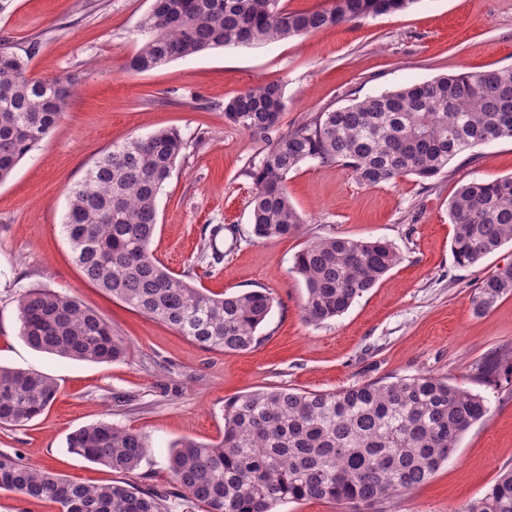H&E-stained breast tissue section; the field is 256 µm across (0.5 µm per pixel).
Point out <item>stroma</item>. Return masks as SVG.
Masks as SVG:
<instances>
[{
	"mask_svg": "<svg viewBox=\"0 0 512 512\" xmlns=\"http://www.w3.org/2000/svg\"><path fill=\"white\" fill-rule=\"evenodd\" d=\"M151 4L14 0L0 15V43L17 53L39 43L30 77L73 82L63 121L0 184V364L44 373L58 385L47 414L0 427V452L84 484L164 492L171 488L170 445L219 441L227 399L273 387L336 392L427 375L489 406L429 482L372 506L287 500L274 512H460L512 469V296L483 313L473 304L480 282L512 262V243L458 266L448 206L462 184L512 175V140L458 155L435 179L410 176L374 188L342 166L303 163L288 176L302 234L260 240L251 232L252 184L243 170L265 143L225 122L224 102L280 81L282 124L291 127L406 83L512 67V0H418L400 12L134 74L125 63ZM163 128L177 129L186 148L158 198L151 250L173 274L213 293H271L252 350L201 349L88 282L73 260L63 228L69 187L114 145ZM329 235L387 241L402 260L341 316L310 325L293 257ZM211 240L223 254L212 274L200 260ZM32 287L69 293L98 312L126 340V359L92 363L33 351L20 335L17 309L19 294ZM498 356L508 365L493 381L477 379V365ZM101 420L147 436L152 450L137 470L116 473L68 451L69 433Z\"/></svg>",
	"mask_w": 512,
	"mask_h": 512,
	"instance_id": "1",
	"label": "stroma"
}]
</instances>
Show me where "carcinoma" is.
<instances>
[{
    "label": "carcinoma",
    "mask_w": 512,
    "mask_h": 512,
    "mask_svg": "<svg viewBox=\"0 0 512 512\" xmlns=\"http://www.w3.org/2000/svg\"><path fill=\"white\" fill-rule=\"evenodd\" d=\"M417 0H335L330 9L290 11L285 0H153L142 40L126 67L156 69L224 46L288 39L409 8ZM39 49L19 55L0 47V182L61 122L69 83L34 79ZM285 87L264 82L224 102V119L266 142L249 162L252 233L294 237L304 220L288 195V174L306 161L340 164L367 187L413 175L444 173L459 154L512 139V68L461 72L353 99L282 128ZM185 149L174 129H159L112 147L83 181L68 189L66 236L84 277L133 309L177 330L208 351H248L273 306L270 293L219 296L167 271L154 257L158 196ZM452 253L473 265L512 242V176L462 185L449 205ZM382 240L330 235L293 258L304 282L303 320L320 325L398 265ZM512 294V263L477 288L485 312ZM21 336L35 351L96 363L122 361L125 340L76 297L29 288L18 297ZM58 387L49 376L0 366V425L24 426L44 414ZM487 413L478 394L431 376L364 383L337 392L279 387L224 402L217 443L184 439L169 451L175 491L88 486L0 452V490L47 501L58 512H169L168 498L203 512H272L285 500L373 505L400 489L427 483L461 434ZM69 452L118 473L136 470L150 451L145 435L101 421L67 437ZM463 512H512V469Z\"/></svg>",
    "instance_id": "obj_1"
}]
</instances>
